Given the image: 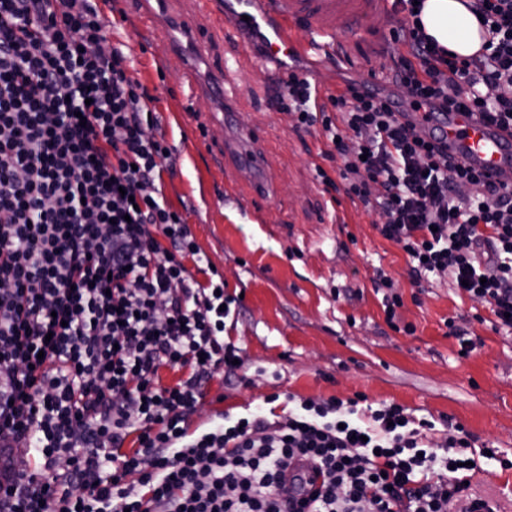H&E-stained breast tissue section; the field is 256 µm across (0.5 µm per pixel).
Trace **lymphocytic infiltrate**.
I'll list each match as a JSON object with an SVG mask.
<instances>
[{
	"mask_svg": "<svg viewBox=\"0 0 512 512\" xmlns=\"http://www.w3.org/2000/svg\"><path fill=\"white\" fill-rule=\"evenodd\" d=\"M396 5L403 97L349 83L317 105L295 72L277 103L296 130L321 127L338 171L318 169L325 191L380 213L415 280L447 273L511 329L512 187L415 115L512 129V0H470L489 39L466 60L425 35L414 0ZM109 27L95 0H0V512H494L467 486L470 434L434 444L395 403L307 398L274 422L224 413L190 431L214 375L237 372L232 299L191 270L154 97ZM296 460L323 472L311 500L282 483Z\"/></svg>",
	"mask_w": 512,
	"mask_h": 512,
	"instance_id": "1",
	"label": "lymphocytic infiltrate"
}]
</instances>
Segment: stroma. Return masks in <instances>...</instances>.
I'll return each instance as SVG.
<instances>
[{"label": "stroma", "instance_id": "obj_1", "mask_svg": "<svg viewBox=\"0 0 512 512\" xmlns=\"http://www.w3.org/2000/svg\"><path fill=\"white\" fill-rule=\"evenodd\" d=\"M98 6L112 22V45L129 55L133 77L154 95L177 156L161 187L212 266L198 278L219 273L225 294L237 300L225 334L243 366L232 380L214 377L199 419L219 408L246 413L274 393L278 416L287 413L292 395L362 396L370 404L406 407L443 433L462 426L478 444L511 455L512 330H494L485 304L459 295L447 274L415 282L406 254L380 235V215L344 193L325 192L315 171L325 138L317 128L295 130L292 115L277 108L278 66L254 63L240 42L211 33L210 56L234 66L224 74L223 99L198 97L191 85L176 82L182 61L140 28L136 0H98ZM404 19L394 12L383 29L348 37L341 62L302 56L290 65L332 91L348 83L384 87L386 56L406 51L391 36ZM227 105L239 128L266 131L258 147L272 195L250 211L225 195L224 174L216 168L228 128L211 123L198 132L190 117ZM380 271L403 298L393 328L374 288ZM451 320L477 342L469 355H461L450 336ZM408 324L413 332H405ZM471 491L498 512H512V470L477 472Z\"/></svg>", "mask_w": 512, "mask_h": 512}]
</instances>
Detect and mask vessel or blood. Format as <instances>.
<instances>
[{
  "label": "vessel or blood",
  "mask_w": 512,
  "mask_h": 512,
  "mask_svg": "<svg viewBox=\"0 0 512 512\" xmlns=\"http://www.w3.org/2000/svg\"><path fill=\"white\" fill-rule=\"evenodd\" d=\"M168 0H139V21L148 33H161L171 55L184 60L187 79L196 77L192 54L200 35L192 18L167 10ZM390 0H224V13L215 20L225 37L240 38L243 31L260 34L270 56L287 61L314 52L323 59L340 61L345 37L356 34L371 19L383 16ZM439 133L458 163L487 173L512 186V131L487 124L476 112H451L441 116ZM253 131L228 141L225 170L248 168L255 175L250 196H268V181L261 158L248 144ZM302 474L308 490L321 486L323 476L311 464L294 462L285 479Z\"/></svg>",
  "instance_id": "vessel-or-blood-1"
}]
</instances>
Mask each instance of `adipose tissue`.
Returning a JSON list of instances; mask_svg holds the SVG:
<instances>
[{"label":"adipose tissue","mask_w":512,"mask_h":512,"mask_svg":"<svg viewBox=\"0 0 512 512\" xmlns=\"http://www.w3.org/2000/svg\"><path fill=\"white\" fill-rule=\"evenodd\" d=\"M420 19L429 37L459 57L481 52L483 33L465 0H424Z\"/></svg>","instance_id":"1"}]
</instances>
